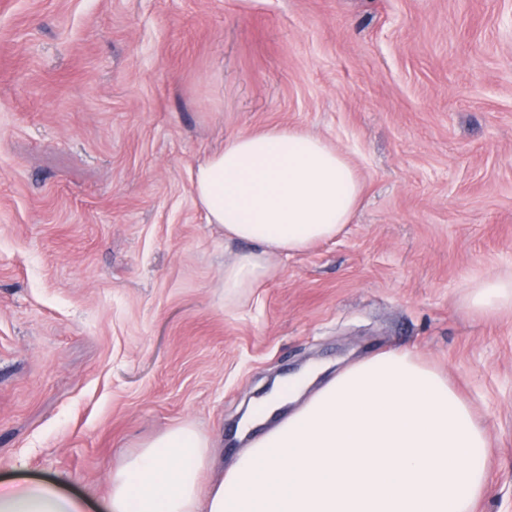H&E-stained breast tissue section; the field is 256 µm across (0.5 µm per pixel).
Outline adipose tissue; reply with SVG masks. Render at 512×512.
Returning a JSON list of instances; mask_svg holds the SVG:
<instances>
[{
    "mask_svg": "<svg viewBox=\"0 0 512 512\" xmlns=\"http://www.w3.org/2000/svg\"><path fill=\"white\" fill-rule=\"evenodd\" d=\"M193 187L225 241L252 245L224 268L230 292L266 278L269 256L335 238L362 193L338 149L286 127L230 138ZM238 435L246 445L223 465L192 424L167 429L113 471L102 512H473L487 492L485 428L408 352L351 363L314 390L300 377L279 383ZM63 485L2 480L0 512H86Z\"/></svg>",
    "mask_w": 512,
    "mask_h": 512,
    "instance_id": "obj_1",
    "label": "adipose tissue"
}]
</instances>
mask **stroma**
Masks as SVG:
<instances>
[{
    "instance_id": "1",
    "label": "stroma",
    "mask_w": 512,
    "mask_h": 512,
    "mask_svg": "<svg viewBox=\"0 0 512 512\" xmlns=\"http://www.w3.org/2000/svg\"><path fill=\"white\" fill-rule=\"evenodd\" d=\"M321 137L363 192L335 239L270 259L206 223L203 159ZM512 0H0V478L101 501L124 456L191 423L217 455L269 376L392 350L446 375L512 512ZM470 307L476 312H486L502 305L512 306V278L486 280L472 288Z\"/></svg>"
}]
</instances>
